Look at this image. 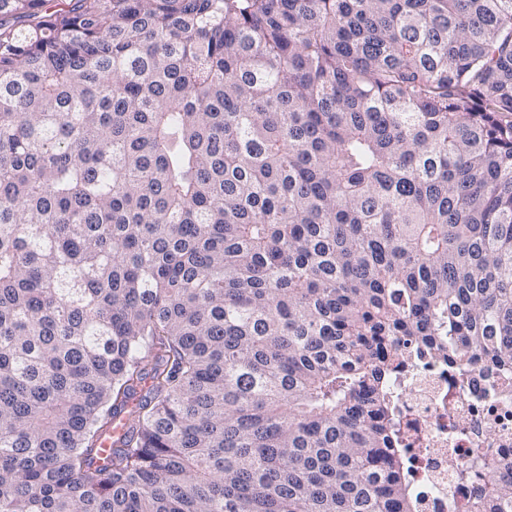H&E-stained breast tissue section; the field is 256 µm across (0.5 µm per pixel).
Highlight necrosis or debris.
I'll return each mask as SVG.
<instances>
[{"label":"necrosis or debris","mask_w":512,"mask_h":512,"mask_svg":"<svg viewBox=\"0 0 512 512\" xmlns=\"http://www.w3.org/2000/svg\"><path fill=\"white\" fill-rule=\"evenodd\" d=\"M499 385L480 361L462 376L411 360L393 381L402 445L416 458L417 512H465L470 488L459 471H486L494 455L512 460V388Z\"/></svg>","instance_id":"4bbe7bcc"}]
</instances>
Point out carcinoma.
Instances as JSON below:
<instances>
[{
  "instance_id": "cac0c4a2",
  "label": "carcinoma",
  "mask_w": 512,
  "mask_h": 512,
  "mask_svg": "<svg viewBox=\"0 0 512 512\" xmlns=\"http://www.w3.org/2000/svg\"><path fill=\"white\" fill-rule=\"evenodd\" d=\"M45 2L0 0V512H416L405 352L512 371V0Z\"/></svg>"
}]
</instances>
